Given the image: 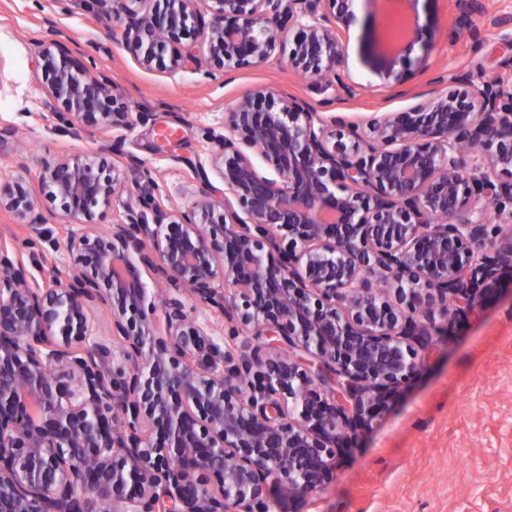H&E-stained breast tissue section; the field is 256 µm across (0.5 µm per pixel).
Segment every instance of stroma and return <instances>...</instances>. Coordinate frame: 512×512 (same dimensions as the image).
Segmentation results:
<instances>
[{
	"mask_svg": "<svg viewBox=\"0 0 512 512\" xmlns=\"http://www.w3.org/2000/svg\"><path fill=\"white\" fill-rule=\"evenodd\" d=\"M355 7L343 69L360 90L340 105L353 121L406 111L416 91L446 92L458 69L512 75V48L498 29L482 27L476 41L452 38L457 0H419L421 21L437 25L435 48H415L382 81L368 68L374 6L357 0ZM50 27L92 72L111 80L131 111L150 112L147 123L128 132L124 150L151 168L183 208L195 200L194 169L205 168L221 185L203 132L223 129L225 113L249 89L265 85L313 102L340 95L337 87L304 82L281 49L226 84L193 69L147 71L122 46L111 11L90 0H0V180L20 177L34 190L44 169L65 156L94 152L116 160L111 137H75L48 112L35 58ZM447 327L425 351L415 382L361 432L358 448L303 512H512V279L503 278L476 314L449 318Z\"/></svg>",
	"mask_w": 512,
	"mask_h": 512,
	"instance_id": "stroma-1",
	"label": "stroma"
}]
</instances>
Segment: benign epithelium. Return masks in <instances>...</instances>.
<instances>
[{
	"label": "benign epithelium",
	"mask_w": 512,
	"mask_h": 512,
	"mask_svg": "<svg viewBox=\"0 0 512 512\" xmlns=\"http://www.w3.org/2000/svg\"><path fill=\"white\" fill-rule=\"evenodd\" d=\"M108 1L145 69L228 81L294 29L288 66L347 99L358 90L341 70L354 0H208V20L198 0H94ZM379 2L371 64L388 77L416 45L429 54L436 32L419 0ZM459 2L472 31L482 0ZM36 68L47 107L91 137L114 133L119 154L122 132L152 116L87 76L52 26ZM449 82L365 127L333 101L256 87L224 132L205 133L224 190L201 176L185 209L132 155L121 168L65 157L42 173L69 219L65 258L42 255L39 279L29 264L50 218L24 182H0V211L21 229L0 236V512H270L278 489L302 504L330 484L418 375L438 320L476 313L512 276V79L459 69ZM128 171L141 209L87 228ZM250 330L275 343L251 344Z\"/></svg>",
	"instance_id": "obj_1"
}]
</instances>
